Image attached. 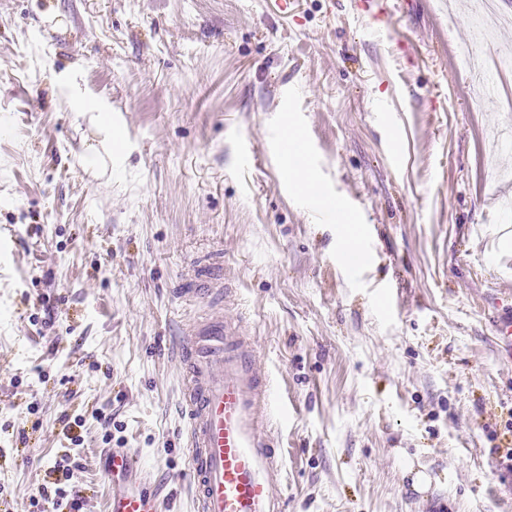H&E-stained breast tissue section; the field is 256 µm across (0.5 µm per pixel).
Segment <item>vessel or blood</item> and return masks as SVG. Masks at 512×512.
Listing matches in <instances>:
<instances>
[{
  "mask_svg": "<svg viewBox=\"0 0 512 512\" xmlns=\"http://www.w3.org/2000/svg\"><path fill=\"white\" fill-rule=\"evenodd\" d=\"M195 297L220 290L217 268L196 264ZM184 451L195 512H284L276 491L283 473L269 379L238 321L217 312L192 322L181 351ZM107 512H163L156 494L138 483L113 494Z\"/></svg>",
  "mask_w": 512,
  "mask_h": 512,
  "instance_id": "obj_1",
  "label": "vessel or blood"
}]
</instances>
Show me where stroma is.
<instances>
[{
	"label": "stroma",
	"mask_w": 512,
	"mask_h": 512,
	"mask_svg": "<svg viewBox=\"0 0 512 512\" xmlns=\"http://www.w3.org/2000/svg\"><path fill=\"white\" fill-rule=\"evenodd\" d=\"M356 3L0 0V512H51L65 413L81 512L115 448L194 512L179 344L212 304L178 290L205 259L272 381L286 512H512V23ZM288 121L360 223L357 275Z\"/></svg>",
	"instance_id": "1"
}]
</instances>
